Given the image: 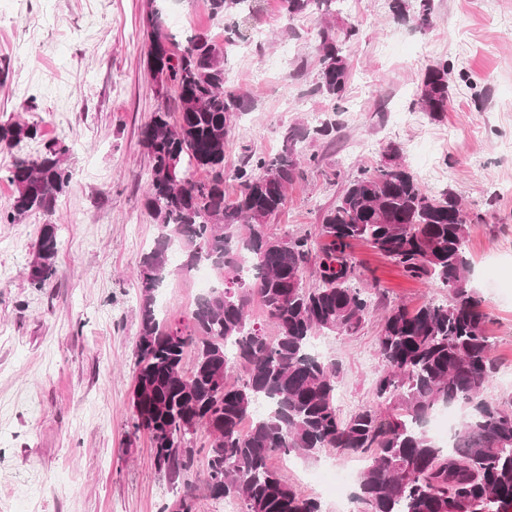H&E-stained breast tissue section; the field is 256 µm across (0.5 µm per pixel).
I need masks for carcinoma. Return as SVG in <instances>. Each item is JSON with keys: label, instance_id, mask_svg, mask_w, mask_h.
<instances>
[{"label": "carcinoma", "instance_id": "obj_1", "mask_svg": "<svg viewBox=\"0 0 512 512\" xmlns=\"http://www.w3.org/2000/svg\"><path fill=\"white\" fill-rule=\"evenodd\" d=\"M259 0H209L212 14L236 34L239 20L258 11ZM288 21L318 13L336 15V0H281ZM398 21L425 28L432 0H390ZM150 46L165 44L146 68L165 99L141 125L149 177L142 206L158 228L142 254L135 284L140 298L139 334L133 351V391L128 433L148 436L155 466L173 484L204 458L199 488L216 500L239 503L240 512H322L272 466L275 456L314 459L326 449L369 455L355 493L364 512H506L512 506V398L489 403L483 393L497 373L484 300L469 286L468 226L483 221L450 189L428 192L390 143L384 164L358 168L345 181L336 205L317 233L278 235L271 222L285 208L288 188L317 168L320 156L304 143L324 139L336 123L321 120L286 129L276 155L249 144L230 164L225 144L253 101L226 86L224 44L194 32L178 47L160 11L146 16ZM360 34L357 24L316 32L314 91L340 111L351 71L344 46ZM415 104L433 119L448 111V63L428 66ZM27 122L0 124V144L33 140ZM70 147L44 145L36 157L19 154L5 174L13 186L0 223L32 214L52 216L70 186ZM206 177L200 179L196 173ZM238 194L224 197V182ZM362 241L412 278L445 289L443 302L416 308L392 306L381 320L375 377L376 402L348 418L336 407L341 367L309 351L316 337L357 334L373 312L353 244ZM178 243L181 269L209 263L221 286L199 297L189 324L172 328L157 313V293L171 272ZM58 225L42 224L29 283L43 287L56 274ZM250 264L254 276L241 278ZM314 265L315 282L305 276ZM262 306L274 333L250 319ZM194 352L190 370L187 351ZM264 401L269 409L255 414ZM463 404L469 414L453 446L445 448L423 429L441 406ZM205 430L206 444H197ZM195 487L158 512H195Z\"/></svg>", "mask_w": 512, "mask_h": 512}]
</instances>
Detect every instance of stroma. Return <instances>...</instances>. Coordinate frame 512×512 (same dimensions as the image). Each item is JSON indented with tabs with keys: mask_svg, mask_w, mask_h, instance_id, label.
<instances>
[{
	"mask_svg": "<svg viewBox=\"0 0 512 512\" xmlns=\"http://www.w3.org/2000/svg\"><path fill=\"white\" fill-rule=\"evenodd\" d=\"M177 41L224 27L207 0H0V123H34L27 141L37 155L45 142L72 143L73 179L57 203V273L31 287L24 272L33 259L44 219L0 223V512H157L185 486L157 471L147 437L129 440L132 353L140 321L131 277L157 227L141 204L148 157L139 128L162 99L144 61L149 45L143 18L149 4ZM360 26L348 44L351 74L342 112L314 94L318 15L287 22L280 0H266L240 28L224 59L228 85L254 107L226 146L236 161L243 144L280 152L288 125L311 113L336 119L334 140L308 142L319 167L306 170L288 191L276 217L278 233L315 232L335 204L342 180L361 167L383 164L388 143L402 160L432 162L433 190L452 189L470 211L466 256L470 280L485 300L499 371L512 368V0H434L431 26L396 21L388 0H349L335 20ZM261 43H254L255 34ZM447 62L450 107L432 119L415 106L422 70ZM365 283L380 291L378 304L417 307L446 296L428 279L408 277L366 243L353 246ZM166 323L181 327L200 291L192 274L166 280ZM378 322L357 335H329L342 366L336 405L347 417L375 401L379 369ZM303 494L324 512H360L354 488L325 496L315 475L327 465L354 470L364 459L340 450L317 461L274 457ZM38 482L35 495L20 488Z\"/></svg>",
	"mask_w": 512,
	"mask_h": 512,
	"instance_id": "obj_1",
	"label": "stroma"
}]
</instances>
